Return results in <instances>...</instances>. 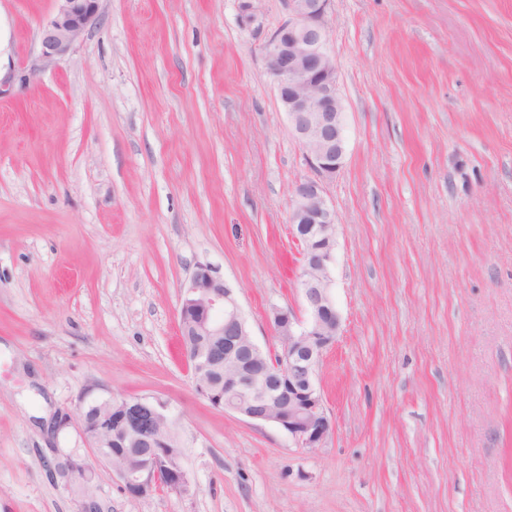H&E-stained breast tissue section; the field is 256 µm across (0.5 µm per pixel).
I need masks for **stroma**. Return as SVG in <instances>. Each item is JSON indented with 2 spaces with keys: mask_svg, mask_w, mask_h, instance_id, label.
<instances>
[{
  "mask_svg": "<svg viewBox=\"0 0 512 512\" xmlns=\"http://www.w3.org/2000/svg\"><path fill=\"white\" fill-rule=\"evenodd\" d=\"M101 0L41 57L56 0H0V512H81L58 413L158 399L191 490L107 512H512V0H332L346 151L325 180L342 331L318 448L214 408L179 344L197 264L256 343L302 313L294 187L311 171L265 60L284 0Z\"/></svg>",
  "mask_w": 512,
  "mask_h": 512,
  "instance_id": "stroma-1",
  "label": "stroma"
}]
</instances>
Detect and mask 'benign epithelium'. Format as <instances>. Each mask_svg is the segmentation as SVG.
Masks as SVG:
<instances>
[{
    "label": "benign epithelium",
    "instance_id": "1",
    "mask_svg": "<svg viewBox=\"0 0 512 512\" xmlns=\"http://www.w3.org/2000/svg\"><path fill=\"white\" fill-rule=\"evenodd\" d=\"M60 5L43 26L42 57L48 61L70 54L87 27L99 16V0H58ZM288 19L269 38L266 57L277 97L313 175L295 191L294 216L289 232L300 246V292L307 313L298 319L286 307L274 305L269 319L280 343V365L262 362L263 351L254 341L234 289L208 264L195 267L185 294L194 295L200 330L224 338L215 351L236 373L230 380L233 398L224 410L257 423L278 426L301 448L322 446L332 431L318 379L323 353L332 347L341 329L331 268L334 263L336 213L327 201L324 180L341 168L345 154V125L340 101L336 60L328 46L327 14L330 0H286ZM95 406L121 413L119 425L132 440L150 447L162 442L161 420L154 400L102 399ZM104 441L86 439V450L112 468L124 489L134 497L151 494L160 484V471L144 465L112 464L99 452ZM62 474L76 486L93 481L92 468H77L73 453L65 456Z\"/></svg>",
    "mask_w": 512,
    "mask_h": 512
}]
</instances>
